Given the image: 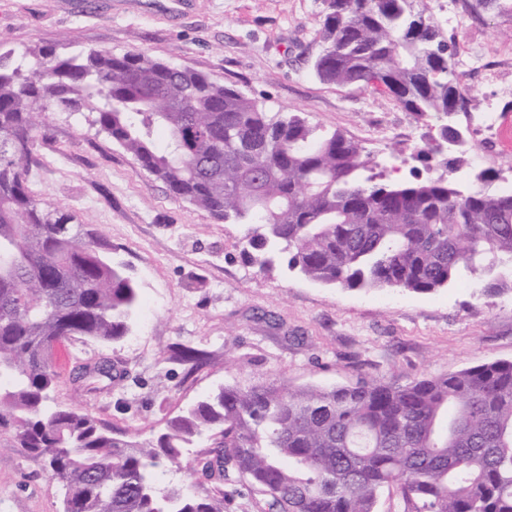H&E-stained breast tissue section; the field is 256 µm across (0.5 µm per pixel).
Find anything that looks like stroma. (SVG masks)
<instances>
[{"mask_svg":"<svg viewBox=\"0 0 512 512\" xmlns=\"http://www.w3.org/2000/svg\"><path fill=\"white\" fill-rule=\"evenodd\" d=\"M455 35L456 73L471 111L493 106L500 138L476 140L464 114L419 118L392 97L322 83L312 66L322 46L323 0H0L5 48L45 47L67 57L89 48L142 51L207 74L258 100L267 111L301 113L320 129L360 141L377 160L401 158L398 179L419 169L412 153L440 123L461 145L450 178L475 173L512 182V17H463L461 0H427ZM27 184L37 198L88 221L114 261L141 289L133 332L101 347L74 340L59 352L54 398L138 441L153 439L182 408L223 385L248 387L283 377L289 387H344L361 379L406 385L495 360L512 361V289L484 292L461 278L420 294L347 289L308 281L282 262L267 270L241 252L244 227L214 220L169 195L164 183L99 132L88 113L46 111ZM185 345L205 353L196 368L176 360ZM111 360L113 380L75 378L79 366ZM40 458L0 432V512H61Z\"/></svg>","mask_w":512,"mask_h":512,"instance_id":"1","label":"stroma"}]
</instances>
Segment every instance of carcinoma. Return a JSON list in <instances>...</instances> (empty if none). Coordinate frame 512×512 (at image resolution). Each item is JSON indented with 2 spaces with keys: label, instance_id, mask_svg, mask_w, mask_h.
Returning <instances> with one entry per match:
<instances>
[{
  "label": "carcinoma",
  "instance_id": "1",
  "mask_svg": "<svg viewBox=\"0 0 512 512\" xmlns=\"http://www.w3.org/2000/svg\"><path fill=\"white\" fill-rule=\"evenodd\" d=\"M462 6L475 19L512 12V0ZM318 34L321 82L370 87L421 117L468 111L452 38L426 0H324ZM51 106L94 113L174 197L245 225L250 263L283 257L301 277L343 288L430 293L470 273L501 289L512 190L490 189V170L466 191L445 174L394 182L359 141L144 52L0 53V429L45 458L63 512H224L243 491L257 512H377L385 491L403 512H512V361L404 386L225 385L148 442L55 403L56 347L121 341L140 288L87 222L27 186L40 108ZM454 137L442 125L415 157L451 170ZM185 463L209 488L158 486Z\"/></svg>",
  "mask_w": 512,
  "mask_h": 512
}]
</instances>
